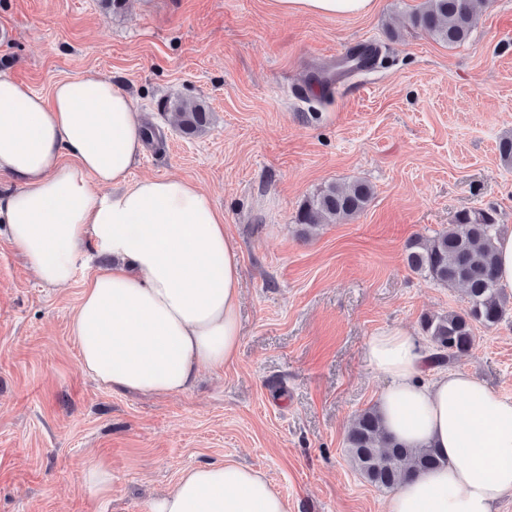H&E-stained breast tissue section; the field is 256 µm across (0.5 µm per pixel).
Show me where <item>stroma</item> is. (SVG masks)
Listing matches in <instances>:
<instances>
[{
	"instance_id": "1",
	"label": "stroma",
	"mask_w": 512,
	"mask_h": 512,
	"mask_svg": "<svg viewBox=\"0 0 512 512\" xmlns=\"http://www.w3.org/2000/svg\"><path fill=\"white\" fill-rule=\"evenodd\" d=\"M423 0H376L364 16L284 15L271 0H0V73L50 93L96 72L158 134L132 180L176 176L224 214L240 263L237 357L184 393L141 395L85 372L72 334L82 291L110 254L90 251L74 279L44 287L0 223V512H145L181 471L233 460L261 470L288 512H385L346 448L355 416L386 385L365 359L370 336L421 334L424 316L467 306L462 287L411 272L410 239L466 210L492 209L512 231V0H480L468 39L434 40L412 18ZM362 40L373 69L321 83ZM213 111L183 137L161 102ZM364 181L352 218L305 235L295 222L325 186ZM507 313L477 327L458 368L512 397ZM112 473L101 497L91 462ZM83 481L86 486L101 496L108 495L112 490V474L107 466L99 461L87 467L83 474Z\"/></svg>"
}]
</instances>
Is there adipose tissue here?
Here are the masks:
<instances>
[{"instance_id": "obj_1", "label": "adipose tissue", "mask_w": 512, "mask_h": 512, "mask_svg": "<svg viewBox=\"0 0 512 512\" xmlns=\"http://www.w3.org/2000/svg\"><path fill=\"white\" fill-rule=\"evenodd\" d=\"M284 14L370 13L375 0H273ZM143 122L111 80H59L50 94L0 75V223L45 286L74 278L94 245L115 266L87 281L73 320L80 363L97 381L157 395L188 391L235 360L241 278L224 214L195 183L131 181ZM432 348L402 329L366 345L388 381L383 428L440 459L388 498L385 512H498L512 495V397L464 370L430 365ZM148 512H288L257 470L227 461L182 471Z\"/></svg>"}]
</instances>
